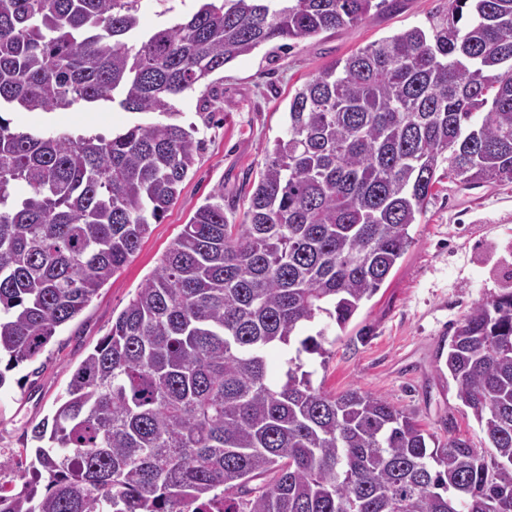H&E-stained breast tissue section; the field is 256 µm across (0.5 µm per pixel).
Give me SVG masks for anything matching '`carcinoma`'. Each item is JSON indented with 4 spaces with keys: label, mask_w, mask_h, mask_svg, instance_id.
I'll use <instances>...</instances> for the list:
<instances>
[{
    "label": "carcinoma",
    "mask_w": 512,
    "mask_h": 512,
    "mask_svg": "<svg viewBox=\"0 0 512 512\" xmlns=\"http://www.w3.org/2000/svg\"><path fill=\"white\" fill-rule=\"evenodd\" d=\"M387 0H204L138 37L142 0H0V107L111 102L156 115L110 138L0 117V357L35 360L161 223L195 164L175 104L261 45ZM512 182V0L336 61L295 90L238 220L217 185L32 429L44 495L0 512H512V291L457 323L443 367L491 446L313 384L319 316L345 330L413 244L439 170ZM298 342L276 382L269 350Z\"/></svg>",
    "instance_id": "obj_1"
}]
</instances>
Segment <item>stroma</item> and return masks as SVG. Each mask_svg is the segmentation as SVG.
<instances>
[{
    "instance_id": "stroma-1",
    "label": "stroma",
    "mask_w": 512,
    "mask_h": 512,
    "mask_svg": "<svg viewBox=\"0 0 512 512\" xmlns=\"http://www.w3.org/2000/svg\"><path fill=\"white\" fill-rule=\"evenodd\" d=\"M448 12V0H391L367 21L335 32L277 41L240 56L215 74L224 87L219 111L199 104L204 88L180 99L176 120L194 125L201 150L181 192L161 223L152 225L140 249L71 322L57 328L37 360L7 368L0 386V485L20 491L34 458L33 426L52 418L72 374L106 336L162 254L216 186L224 188L225 213L243 212L265 161V149L282 136L296 88L359 48L404 30L429 28ZM12 129L38 134L110 136L151 122V115L108 103L68 111L0 112ZM414 242L377 293L346 330L326 318L306 328H326L325 356L308 355L312 380L331 394L350 388L386 397L416 411L427 428L442 431L453 416L457 432L475 448L490 444L472 415L464 414L450 378L437 372L440 348L471 306L512 288V183L465 186L445 183L421 223Z\"/></svg>"
}]
</instances>
